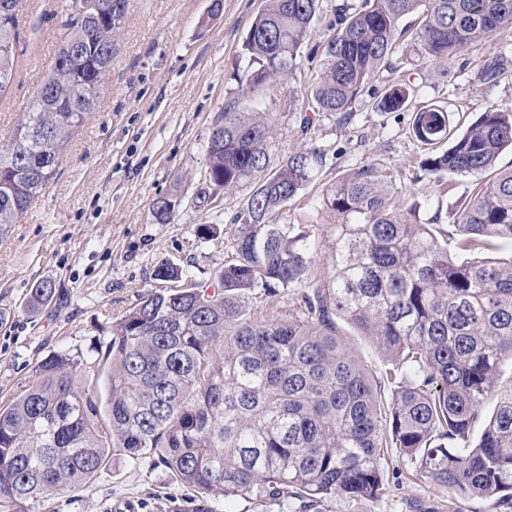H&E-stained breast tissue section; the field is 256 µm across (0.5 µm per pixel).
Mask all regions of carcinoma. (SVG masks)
<instances>
[{
	"label": "carcinoma",
	"mask_w": 512,
	"mask_h": 512,
	"mask_svg": "<svg viewBox=\"0 0 512 512\" xmlns=\"http://www.w3.org/2000/svg\"><path fill=\"white\" fill-rule=\"evenodd\" d=\"M84 22L67 15L68 39L37 95L0 149V235L58 175L64 151L97 108L112 66L115 6L90 0ZM321 0H265L244 42V78L264 92L295 71ZM416 16V51L435 64L512 29V0H361L336 5L323 66L304 112L351 114L375 73L393 67L400 26ZM17 13L0 16V97L16 71ZM509 58L486 60L496 82ZM417 87L389 84L379 101L398 112ZM424 148L420 169L492 177L453 229L419 224L411 208L389 205L392 185L370 164L336 181L324 203L333 265L315 269V224H281L323 164L318 147L270 167L271 124L242 100L224 106L208 139L214 195L251 188L230 219L235 258L210 284L158 288L113 318L95 352L111 361L107 397L98 396L96 362L68 351L44 358L36 379L0 405V501L14 512L91 480L109 453L158 457L174 480L223 497L291 489L307 509L330 496L377 498L395 448L436 486L512 508V258L481 259L493 241L512 246V168H496L512 147V108H490L451 122L436 105L411 123ZM174 195L156 198V221L172 220ZM260 288H303L288 318L251 316L244 296ZM53 294L41 281L37 307ZM370 340L385 361L374 374L340 335L339 321ZM494 410L473 439L485 401Z\"/></svg>",
	"instance_id": "obj_1"
}]
</instances>
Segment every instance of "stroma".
Wrapping results in <instances>:
<instances>
[{"label": "stroma", "mask_w": 512, "mask_h": 512, "mask_svg": "<svg viewBox=\"0 0 512 512\" xmlns=\"http://www.w3.org/2000/svg\"><path fill=\"white\" fill-rule=\"evenodd\" d=\"M322 0L318 17L297 59L292 78L259 96L257 111L269 113L270 160L319 147L325 158L288 224L336 223L323 199L336 177L373 164L395 192L393 207H414L418 223L438 219L451 225L467 207L478 178L453 174L443 184L421 171V146L410 134L413 113L427 104L451 117L488 108L512 107V67L495 86L484 84L488 57L512 58V30L471 46L447 64L419 59L412 38L400 46L396 71L380 70L372 80L383 88L410 78L420 90L401 112H383L361 99L350 120L312 113L302 128L301 106L323 62L327 26L340 2ZM210 0H128L114 40L112 68L96 111L76 135L59 174L18 224L0 237V404L12 400L36 378L50 353L80 348L90 352L109 335L112 318L161 288L156 267L183 270L187 282L210 283L232 258L229 218L243 208L248 187L213 206L197 207L204 182L207 143L225 103L240 97L242 49L263 0H224L222 13L208 17ZM70 0H23L18 13V71L0 97V146L39 90L55 53L67 37ZM175 195L170 223H157L154 199ZM209 225L212 235L201 232ZM54 283L56 295L38 310L28 307L31 288ZM381 497L331 496L312 512H410L424 503L432 512H497L493 502L435 486L416 477L413 465L392 455L384 469ZM287 491L274 496L218 497L176 483L158 457L117 455L89 484L33 502L27 512H296Z\"/></svg>", "instance_id": "obj_1"}]
</instances>
